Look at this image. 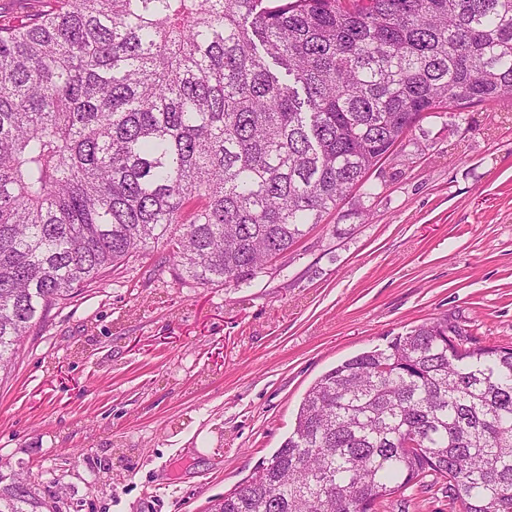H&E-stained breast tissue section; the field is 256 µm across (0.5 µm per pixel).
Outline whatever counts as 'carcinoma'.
I'll list each match as a JSON object with an SVG mask.
<instances>
[{
  "label": "carcinoma",
  "instance_id": "cac0c4a2",
  "mask_svg": "<svg viewBox=\"0 0 512 512\" xmlns=\"http://www.w3.org/2000/svg\"><path fill=\"white\" fill-rule=\"evenodd\" d=\"M39 3L0 23L1 371L157 249L181 285L274 274L417 123L512 100V0ZM429 477L512 512V346L446 317L323 374L210 512H377ZM0 512L60 507L1 474Z\"/></svg>",
  "mask_w": 512,
  "mask_h": 512
}]
</instances>
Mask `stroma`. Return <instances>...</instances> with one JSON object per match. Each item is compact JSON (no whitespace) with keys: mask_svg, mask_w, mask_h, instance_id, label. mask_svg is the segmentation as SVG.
Here are the masks:
<instances>
[{"mask_svg":"<svg viewBox=\"0 0 512 512\" xmlns=\"http://www.w3.org/2000/svg\"><path fill=\"white\" fill-rule=\"evenodd\" d=\"M368 184L252 285L150 257L53 309L0 375V473L61 478V512H208L344 360L443 317L512 345V104L424 119ZM379 512L449 509L414 487Z\"/></svg>","mask_w":512,"mask_h":512,"instance_id":"obj_1","label":"stroma"}]
</instances>
